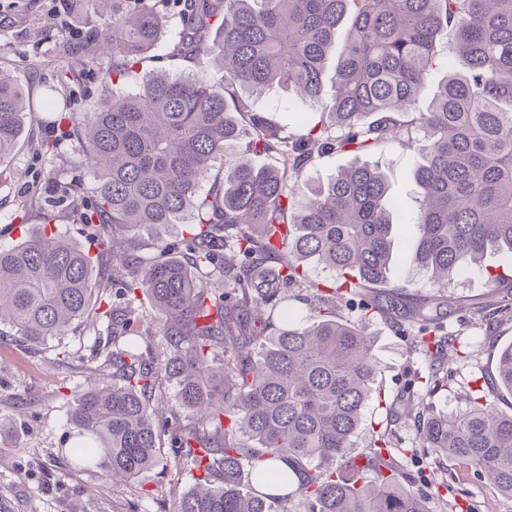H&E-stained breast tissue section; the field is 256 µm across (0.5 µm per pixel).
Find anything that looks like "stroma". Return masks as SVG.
I'll list each match as a JSON object with an SVG mask.
<instances>
[{"label": "stroma", "mask_w": 512, "mask_h": 512, "mask_svg": "<svg viewBox=\"0 0 512 512\" xmlns=\"http://www.w3.org/2000/svg\"><path fill=\"white\" fill-rule=\"evenodd\" d=\"M99 18L90 8L72 10L68 0H0V70L7 71L29 96L32 107L24 132L8 161L0 164V243L15 244L39 230L43 212L56 214L55 229L84 248H91L90 231L72 223L58 202V186L72 183L80 196L92 199L94 171L81 163L82 143L73 126L43 111L46 98L65 104L68 112L93 110L113 92L135 90V82H102L98 69L79 67L72 53L91 38ZM51 142L44 151L43 142ZM414 149L385 146L369 156L396 199L401 223L392 236L398 256L391 278L411 281L414 298L427 299V315L440 318L448 340L460 343L464 360L449 359L455 371L451 388L419 396L411 384L425 381L435 363L416 349L411 336L398 334L388 320L372 318L378 362L376 390L364 411L368 432L352 456L367 449L370 431L389 434L404 449L401 461L410 489L426 495L433 512H512V498L501 494L474 467L439 457L423 448L418 402L455 411L466 396L482 389L502 413H512V395L490 389L500 349L512 344V321L490 327L506 289L489 288L483 275L455 278L442 299H434L428 275L412 262L413 234L409 222L418 210L419 189L413 178ZM104 327L85 320L61 341L35 347L15 336L0 337V512H173L189 489L174 477L169 446L160 449L161 462L138 481H108L97 468L71 467L65 455L76 439L70 410L85 391L92 374L78 366L110 345ZM153 498L144 500L140 489Z\"/></svg>", "instance_id": "1"}]
</instances>
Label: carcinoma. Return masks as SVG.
Segmentation results:
<instances>
[{
  "label": "carcinoma",
  "mask_w": 512,
  "mask_h": 512,
  "mask_svg": "<svg viewBox=\"0 0 512 512\" xmlns=\"http://www.w3.org/2000/svg\"><path fill=\"white\" fill-rule=\"evenodd\" d=\"M102 20L76 49L81 66L125 81L150 58L167 18L181 29L167 59L209 64L219 79L152 72L138 89L74 118L81 163L97 177L95 199L71 206L94 230L100 254H122L112 269L120 302L100 303L96 319L112 347L86 365L112 368V383L92 385L71 420L80 441L72 464L99 467L134 482L159 462L172 432L173 468L193 488L174 512H288L295 496L307 512H429L386 463L388 434L372 432L365 465L376 478L348 476L349 449L365 429L374 392L375 340L366 321L382 315L419 324L413 341L436 356L442 322L406 306L410 284L388 280L396 263L395 216L384 174L362 155L410 140L401 116L414 111L434 71L438 45L453 31L462 74L437 86L415 115L424 144L414 161L420 189L413 260L443 291L476 270L489 251L512 260V0H87ZM348 25L325 97L336 32ZM279 86L322 104L300 127L256 112L248 96ZM29 110L24 89L0 70V163L13 154ZM353 154L325 182L304 179L317 158ZM264 154L282 167L259 165ZM224 182L199 191L214 167ZM171 224L194 225L174 258L135 254L147 234L164 252ZM288 226L281 245L273 237ZM280 267L269 270L267 259ZM311 260L331 281L311 280ZM94 259L61 234L40 230L0 246V326L33 344L68 335L89 313ZM308 292L309 314L288 308L287 287ZM159 315L162 353L141 351L130 335L140 297ZM359 299L356 321L336 307ZM279 327L266 334L273 314ZM224 364L214 366L216 356ZM178 381L176 405L162 416L153 393ZM448 367L432 372L428 392L448 386ZM512 394V346L492 382ZM185 414L191 421L172 424ZM423 447L478 468L512 495V414L470 396L454 413L426 408Z\"/></svg>",
  "instance_id": "carcinoma-1"
}]
</instances>
